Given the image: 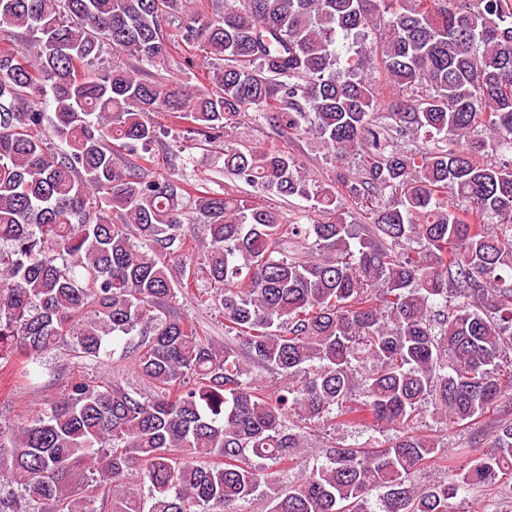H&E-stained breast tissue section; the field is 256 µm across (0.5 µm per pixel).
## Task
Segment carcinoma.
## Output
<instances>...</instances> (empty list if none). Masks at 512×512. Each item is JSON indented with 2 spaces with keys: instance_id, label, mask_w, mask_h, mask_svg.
Instances as JSON below:
<instances>
[{
  "instance_id": "cac0c4a2",
  "label": "carcinoma",
  "mask_w": 512,
  "mask_h": 512,
  "mask_svg": "<svg viewBox=\"0 0 512 512\" xmlns=\"http://www.w3.org/2000/svg\"><path fill=\"white\" fill-rule=\"evenodd\" d=\"M12 28L35 40L0 48V369L60 347L101 363L119 347L153 395L79 376L0 428V512H96L101 489L111 512H448L512 475V422L480 454L415 432L426 404L459 424L512 379V159L483 161L512 154V0H0V34ZM181 46L224 62L214 88L144 73ZM369 64L402 94L383 110ZM155 113L209 142L248 114L288 136L309 124L360 170L312 186L288 152L224 142L236 180L311 201L287 224L154 169ZM48 120L63 147L46 142ZM344 196L374 205L370 223ZM189 238L222 343L169 312L198 280ZM324 418L396 437L271 479L307 452L297 421ZM433 463L447 478L416 485ZM132 473L147 493L127 487Z\"/></svg>"
}]
</instances>
